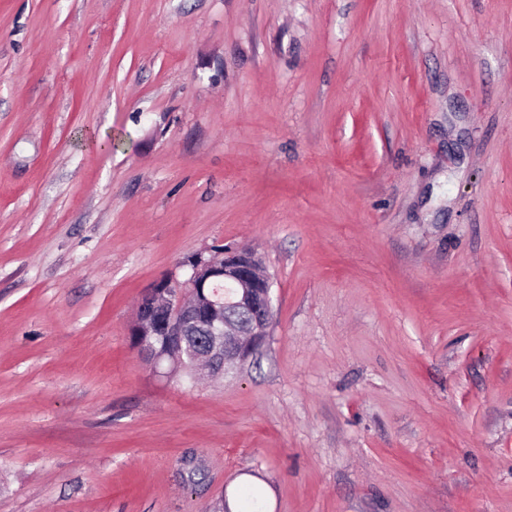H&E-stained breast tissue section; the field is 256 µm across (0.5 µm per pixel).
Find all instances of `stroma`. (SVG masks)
I'll return each instance as SVG.
<instances>
[{
  "label": "stroma",
  "mask_w": 512,
  "mask_h": 512,
  "mask_svg": "<svg viewBox=\"0 0 512 512\" xmlns=\"http://www.w3.org/2000/svg\"><path fill=\"white\" fill-rule=\"evenodd\" d=\"M259 353L130 324L214 246ZM512 512V0H0V512ZM191 274L183 283L189 288L192 302L183 291L173 288L168 277L161 278L142 294L130 328V336L138 353L155 366L165 358L158 355L156 346L181 357L189 352L188 331L191 325L205 322L211 331L209 344L205 328L191 330L194 352L206 348L204 365L198 366L201 375L224 376L264 344L271 325V281L258 271V261L252 251L224 252L214 250L208 256L197 255L189 262ZM229 288L220 295L218 284ZM239 307L248 311L250 321L227 323L224 316L238 317ZM136 336H143L135 341ZM192 357L184 356L181 371L191 373ZM215 371L216 373H214ZM209 372V373H208Z\"/></svg>",
  "instance_id": "1"
}]
</instances>
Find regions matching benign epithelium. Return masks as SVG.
Returning <instances> with one entry per match:
<instances>
[{"instance_id":"benign-epithelium-1","label":"benign epithelium","mask_w":512,"mask_h":512,"mask_svg":"<svg viewBox=\"0 0 512 512\" xmlns=\"http://www.w3.org/2000/svg\"><path fill=\"white\" fill-rule=\"evenodd\" d=\"M184 282L190 296L173 287L167 277L155 281L142 294L130 328L138 353L158 365L157 347L183 356L189 352V328L199 322L211 331L209 350L198 366L201 373L221 376L255 354L271 325V281L258 271L256 255L247 250H214L190 261ZM248 311L250 321L227 323L225 307Z\"/></svg>"}]
</instances>
